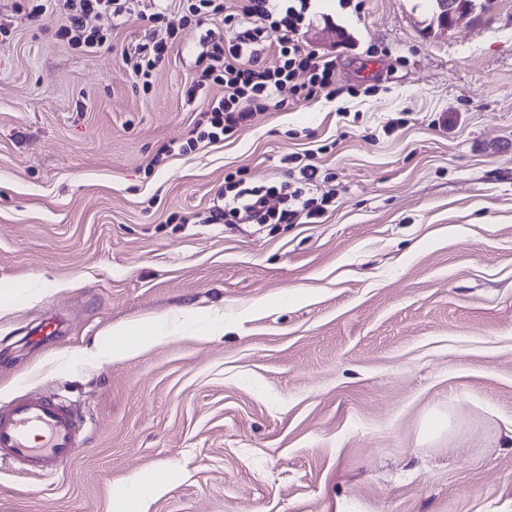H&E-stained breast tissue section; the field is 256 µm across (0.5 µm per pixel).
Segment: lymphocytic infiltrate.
<instances>
[{"instance_id":"f902f5d3","label":"lymphocytic infiltrate","mask_w":512,"mask_h":512,"mask_svg":"<svg viewBox=\"0 0 512 512\" xmlns=\"http://www.w3.org/2000/svg\"><path fill=\"white\" fill-rule=\"evenodd\" d=\"M56 5L67 19L63 36L90 48L106 41L108 30L123 12L121 0H56ZM188 10L203 18L223 16L225 23L235 27L231 39L211 31L202 39L195 86L219 85L224 94L209 103L205 112L209 127L198 131L197 141L219 139L250 124L258 113L286 107L294 100L320 92L330 99L339 95L335 61L298 44L311 0H243L236 14L226 13L222 0H194ZM91 18L100 21V29L87 31ZM271 30L278 34L279 57L270 65L262 54ZM301 73L307 74V82H297ZM319 187V169L313 164L303 166L294 183L278 187L257 188L241 179L231 181L225 187L223 206L214 207L211 220L216 223L231 216L248 224H292L303 218L317 219L324 209L312 192ZM274 195L280 200L276 209L269 204Z\"/></svg>"}]
</instances>
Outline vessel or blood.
I'll use <instances>...</instances> for the list:
<instances>
[{"label": "vessel or blood", "instance_id": "obj_1", "mask_svg": "<svg viewBox=\"0 0 512 512\" xmlns=\"http://www.w3.org/2000/svg\"><path fill=\"white\" fill-rule=\"evenodd\" d=\"M71 412L48 396H24L0 408V464L11 461L31 473L52 474L77 451Z\"/></svg>", "mask_w": 512, "mask_h": 512}]
</instances>
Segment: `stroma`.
<instances>
[{"mask_svg":"<svg viewBox=\"0 0 512 512\" xmlns=\"http://www.w3.org/2000/svg\"><path fill=\"white\" fill-rule=\"evenodd\" d=\"M150 12L85 49L53 0H0V406L79 424L55 476L0 466V512H112L149 470L134 512H512V0L448 32L430 0H315L299 40L341 94L195 148L224 93L187 94L200 38L232 29ZM155 31L145 86L123 52ZM308 163L319 223L209 222L226 177ZM184 309L135 357L85 355Z\"/></svg>","mask_w":512,"mask_h":512,"instance_id":"35a3bbf8","label":"stroma"}]
</instances>
